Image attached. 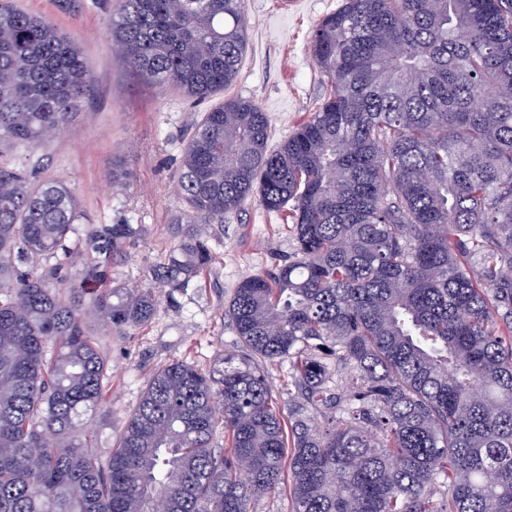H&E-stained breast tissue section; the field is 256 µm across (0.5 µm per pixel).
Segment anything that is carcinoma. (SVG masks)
Listing matches in <instances>:
<instances>
[{
	"label": "carcinoma",
	"mask_w": 512,
	"mask_h": 512,
	"mask_svg": "<svg viewBox=\"0 0 512 512\" xmlns=\"http://www.w3.org/2000/svg\"><path fill=\"white\" fill-rule=\"evenodd\" d=\"M110 26L130 68L199 100L248 44L245 0H118ZM312 53L330 92L277 147L253 102L203 113L178 243L132 287L141 225L79 230L64 182L3 161L63 130L91 77L0 0V512H253L285 490L292 512H512V0H344ZM254 199L290 208L295 252L225 306L241 354L158 368L102 462L94 328L177 305L214 261L203 226ZM254 358L288 363V407Z\"/></svg>",
	"instance_id": "carcinoma-1"
}]
</instances>
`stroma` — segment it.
<instances>
[{"label": "stroma", "instance_id": "obj_1", "mask_svg": "<svg viewBox=\"0 0 512 512\" xmlns=\"http://www.w3.org/2000/svg\"><path fill=\"white\" fill-rule=\"evenodd\" d=\"M14 2L75 40L92 78L81 112L26 163L38 165L42 179L64 180L89 222L142 225L119 269L128 285L141 284L149 266L176 243L172 221L184 208L177 176L186 144L202 113L225 95L199 102L131 69L112 44L109 17L118 0ZM342 2L246 0L248 48L229 95L261 107L271 144L286 139L323 100L312 34ZM116 165L124 173L120 187L112 183ZM205 233L215 261L201 282L178 293L177 306L161 302L147 326L99 337L111 375L110 397L92 420L102 457H109L155 369L184 359L207 370L237 352L225 305L243 279L294 252L285 213L267 212L255 201L223 223L206 225Z\"/></svg>", "mask_w": 512, "mask_h": 512}]
</instances>
